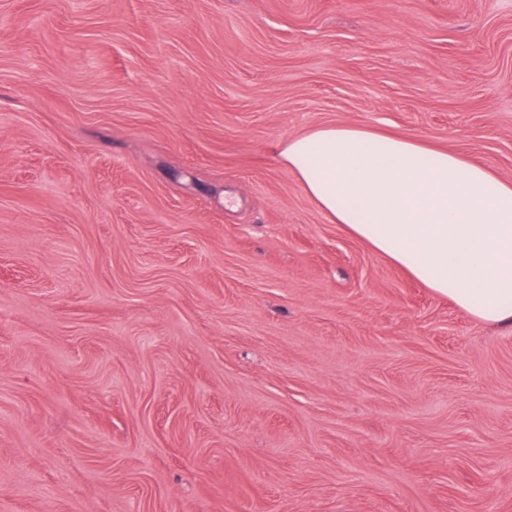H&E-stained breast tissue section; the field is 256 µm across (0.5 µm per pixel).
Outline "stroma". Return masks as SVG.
Instances as JSON below:
<instances>
[{
  "label": "stroma",
  "instance_id": "stroma-1",
  "mask_svg": "<svg viewBox=\"0 0 512 512\" xmlns=\"http://www.w3.org/2000/svg\"><path fill=\"white\" fill-rule=\"evenodd\" d=\"M323 125L512 181V0H0V512H512V326L320 212Z\"/></svg>",
  "mask_w": 512,
  "mask_h": 512
}]
</instances>
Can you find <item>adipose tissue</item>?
Instances as JSON below:
<instances>
[{"instance_id":"1","label":"adipose tissue","mask_w":512,"mask_h":512,"mask_svg":"<svg viewBox=\"0 0 512 512\" xmlns=\"http://www.w3.org/2000/svg\"><path fill=\"white\" fill-rule=\"evenodd\" d=\"M278 159L330 221L471 317L512 324V181L362 126L314 128Z\"/></svg>"}]
</instances>
